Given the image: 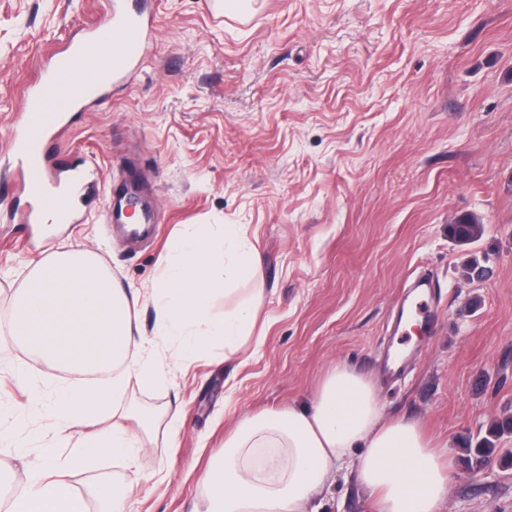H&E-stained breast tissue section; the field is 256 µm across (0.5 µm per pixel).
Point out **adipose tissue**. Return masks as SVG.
Returning <instances> with one entry per match:
<instances>
[{"mask_svg": "<svg viewBox=\"0 0 512 512\" xmlns=\"http://www.w3.org/2000/svg\"><path fill=\"white\" fill-rule=\"evenodd\" d=\"M262 258L235 224H195L170 241L149 294L123 287L88 251L58 248L32 264L10 298L0 334L35 360L83 372V380L30 389L26 410L0 395V446L23 460L9 512H87L67 483L70 472L109 456L135 467L151 433L123 423L128 383L152 391L166 379L158 346L173 360L222 345L228 361L246 362L261 344L252 298L217 316L212 304L233 285L257 277ZM151 303L144 333L138 311ZM81 431L69 451L60 433ZM36 460H29L30 450ZM450 467L418 420L385 418L374 383L344 363L326 372L303 403L239 416L224 452L201 482L193 512H318L317 501L339 475L352 477L376 512H442Z\"/></svg>", "mask_w": 512, "mask_h": 512, "instance_id": "ef3b65f1", "label": "adipose tissue"}]
</instances>
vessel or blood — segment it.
<instances>
[{
	"mask_svg": "<svg viewBox=\"0 0 512 512\" xmlns=\"http://www.w3.org/2000/svg\"><path fill=\"white\" fill-rule=\"evenodd\" d=\"M151 29V16L127 12L120 0H112L106 24L73 39L55 54L29 93L12 139L21 190L29 202L27 222H74L73 195L82 190L85 173L78 167L51 169L46 146L50 138L60 134L68 113L101 102L107 88L141 64ZM435 288L434 280L427 277L412 282L418 319L430 318L426 297Z\"/></svg>",
	"mask_w": 512,
	"mask_h": 512,
	"instance_id": "b4317fda",
	"label": "vessel or blood"
}]
</instances>
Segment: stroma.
<instances>
[{"label":"stroma","mask_w":512,"mask_h":512,"mask_svg":"<svg viewBox=\"0 0 512 512\" xmlns=\"http://www.w3.org/2000/svg\"><path fill=\"white\" fill-rule=\"evenodd\" d=\"M154 18L143 64L71 114L53 164L87 173L72 224H26L7 166L16 115L49 56L105 18L108 0H0V308L51 250L94 252L125 287H149L189 224H240L262 256L244 366L204 355L125 399L180 417L137 459L134 512H191L209 460L244 413L304 402L342 362L366 374L390 416L419 418L452 462L444 512H512V463L469 455L512 418V0H124ZM137 187L155 230L118 229L117 194ZM483 233L448 228L463 215ZM438 285L431 325L396 331L418 273ZM51 384L75 372L0 335L9 367ZM110 457L69 474L88 512L95 484L127 480ZM482 225L473 215H464L457 219L456 224L451 225V232L460 243H469L476 240L482 234Z\"/></svg>","instance_id":"obj_1"}]
</instances>
